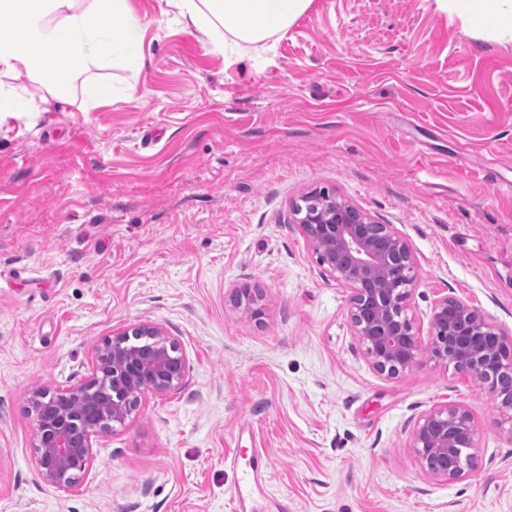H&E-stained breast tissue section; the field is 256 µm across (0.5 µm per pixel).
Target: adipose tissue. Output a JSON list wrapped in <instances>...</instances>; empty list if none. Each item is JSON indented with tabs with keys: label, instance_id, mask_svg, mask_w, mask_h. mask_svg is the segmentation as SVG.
<instances>
[{
	"label": "adipose tissue",
	"instance_id": "1",
	"mask_svg": "<svg viewBox=\"0 0 512 512\" xmlns=\"http://www.w3.org/2000/svg\"><path fill=\"white\" fill-rule=\"evenodd\" d=\"M186 27L228 56L259 51L311 6L312 0H170ZM441 9L491 22L512 39V0H437ZM146 16L128 0H0V113L32 111L24 80L61 101L72 94L66 74L113 64L132 74L145 67Z\"/></svg>",
	"mask_w": 512,
	"mask_h": 512
}]
</instances>
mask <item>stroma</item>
Instances as JSON below:
<instances>
[{
    "instance_id": "stroma-1",
    "label": "stroma",
    "mask_w": 512,
    "mask_h": 512,
    "mask_svg": "<svg viewBox=\"0 0 512 512\" xmlns=\"http://www.w3.org/2000/svg\"><path fill=\"white\" fill-rule=\"evenodd\" d=\"M129 3L151 21L140 75L97 70L111 95L87 112L75 76L72 102L0 115V512H237L228 458L256 436L259 512H512V410L426 354L374 370L289 212L325 188L402 233L423 342L447 295L512 333V41L436 0H313L227 57L168 0ZM142 323L177 340L180 386L96 441L77 488L47 486L30 392L86 383ZM449 402L477 430L451 481L410 446ZM232 304L235 308L242 310L246 315L259 320L264 315V306L261 303L262 295L259 291L243 286L233 290Z\"/></svg>"
}]
</instances>
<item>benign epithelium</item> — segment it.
Returning <instances> with one entry per match:
<instances>
[{
  "label": "benign epithelium",
  "instance_id": "1",
  "mask_svg": "<svg viewBox=\"0 0 512 512\" xmlns=\"http://www.w3.org/2000/svg\"><path fill=\"white\" fill-rule=\"evenodd\" d=\"M318 264L351 290L348 318L364 354L380 374L396 377L420 363L427 350L438 364L477 379L483 388L512 408V334L486 320L467 303L438 299L431 311L433 339L423 348L409 315L416 261L409 241L391 224H380L349 201L325 189L313 190L292 206ZM232 304L249 317L264 315L262 295L243 286ZM186 369L178 342L155 325L121 329L95 349L89 382L61 390L39 387L31 405L36 427V465L42 480L59 491L74 489L79 474L92 464L93 442L125 424L142 399L175 391ZM112 382L104 401L87 398L93 382ZM423 468L454 480L464 464L448 468L456 448L476 450L473 417L446 404L418 420L412 445Z\"/></svg>",
  "mask_w": 512,
  "mask_h": 512
}]
</instances>
